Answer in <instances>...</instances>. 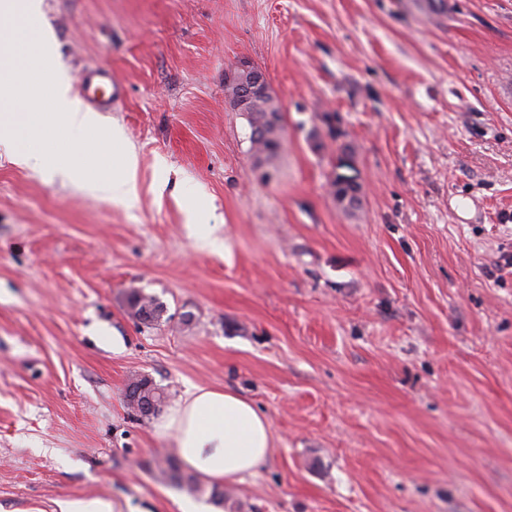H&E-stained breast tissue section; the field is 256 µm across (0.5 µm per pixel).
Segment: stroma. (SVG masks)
<instances>
[{"label": "stroma", "mask_w": 512, "mask_h": 512, "mask_svg": "<svg viewBox=\"0 0 512 512\" xmlns=\"http://www.w3.org/2000/svg\"><path fill=\"white\" fill-rule=\"evenodd\" d=\"M42 12L59 74L123 80L103 120L138 197L0 147V512H176L156 466L174 443L125 399L137 375L267 416L237 512H512V0ZM244 62L281 103L262 166L224 92ZM342 145L354 216L331 193ZM132 288L167 319L131 317Z\"/></svg>", "instance_id": "1"}]
</instances>
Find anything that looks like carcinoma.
<instances>
[{
    "instance_id": "cac0c4a2",
    "label": "carcinoma",
    "mask_w": 512,
    "mask_h": 512,
    "mask_svg": "<svg viewBox=\"0 0 512 512\" xmlns=\"http://www.w3.org/2000/svg\"><path fill=\"white\" fill-rule=\"evenodd\" d=\"M243 71L238 69L227 82L233 106L247 115L250 126L251 148L256 161L267 162L278 153L281 147L282 127L280 113L273 112L278 101L272 94L255 96L247 104H242L246 94L242 81ZM332 195L336 207L347 215H355L361 206V184L352 156L341 149L336 158V172L331 181ZM129 314L136 320L151 325L163 317L164 307L155 298L132 289L127 294ZM160 477L175 484L191 495H208L209 501L222 508L227 501L224 489L217 486L206 487L196 475L182 471L174 457L163 460L159 466Z\"/></svg>"
}]
</instances>
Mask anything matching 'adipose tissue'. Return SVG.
Listing matches in <instances>:
<instances>
[{"label":"adipose tissue","instance_id":"adipose-tissue-1","mask_svg":"<svg viewBox=\"0 0 512 512\" xmlns=\"http://www.w3.org/2000/svg\"><path fill=\"white\" fill-rule=\"evenodd\" d=\"M173 439L182 464L225 485L255 474L273 445L267 417L230 390L195 388L158 423Z\"/></svg>","mask_w":512,"mask_h":512}]
</instances>
